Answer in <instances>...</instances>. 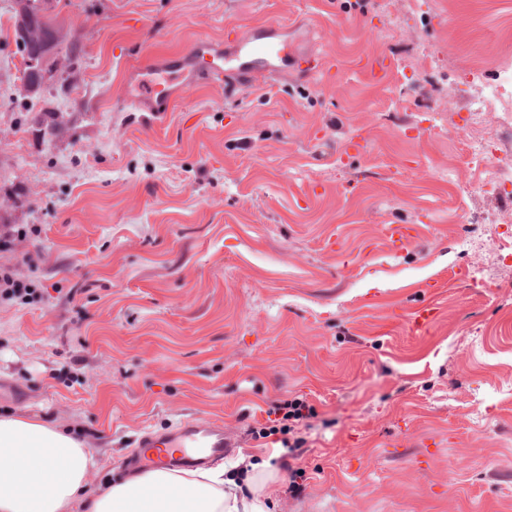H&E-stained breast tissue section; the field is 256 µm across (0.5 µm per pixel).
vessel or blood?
I'll use <instances>...</instances> for the list:
<instances>
[{
	"mask_svg": "<svg viewBox=\"0 0 512 512\" xmlns=\"http://www.w3.org/2000/svg\"><path fill=\"white\" fill-rule=\"evenodd\" d=\"M288 67L302 69L307 75L312 72L268 33L248 30L224 44L200 37L170 64L152 68L151 78L132 77L124 97L136 111L165 112L174 98L221 70L250 80ZM225 448L223 422L187 418L169 431L142 436L126 458L124 470L134 477L158 466L184 471L205 468L223 459Z\"/></svg>",
	"mask_w": 512,
	"mask_h": 512,
	"instance_id": "obj_1",
	"label": "vessel or blood"
}]
</instances>
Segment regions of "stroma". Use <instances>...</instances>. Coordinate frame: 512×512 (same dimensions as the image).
Segmentation results:
<instances>
[{
	"label": "stroma",
	"mask_w": 512,
	"mask_h": 512,
	"mask_svg": "<svg viewBox=\"0 0 512 512\" xmlns=\"http://www.w3.org/2000/svg\"><path fill=\"white\" fill-rule=\"evenodd\" d=\"M12 5L0 198L18 204L0 225L41 234L0 270L40 296L0 299V414L91 448L93 490L144 431L217 418L229 459L271 466L273 512H512V198L460 193L458 118L512 58V0H53L82 55L36 102L69 118L52 143ZM250 28L333 67L202 82L158 118L123 102L133 69ZM363 57L392 67L369 77ZM386 224L418 237L394 250ZM295 398L310 415L290 450L268 414ZM39 136L48 142L60 140L68 132V124L63 112H42L32 119Z\"/></svg>",
	"instance_id": "1"
}]
</instances>
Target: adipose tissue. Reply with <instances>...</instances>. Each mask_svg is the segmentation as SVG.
Masks as SVG:
<instances>
[{"label":"adipose tissue","instance_id":"1","mask_svg":"<svg viewBox=\"0 0 512 512\" xmlns=\"http://www.w3.org/2000/svg\"><path fill=\"white\" fill-rule=\"evenodd\" d=\"M92 449L33 417L0 416V512H271L273 475L260 469L239 485L224 468L152 469L89 494Z\"/></svg>","mask_w":512,"mask_h":512}]
</instances>
